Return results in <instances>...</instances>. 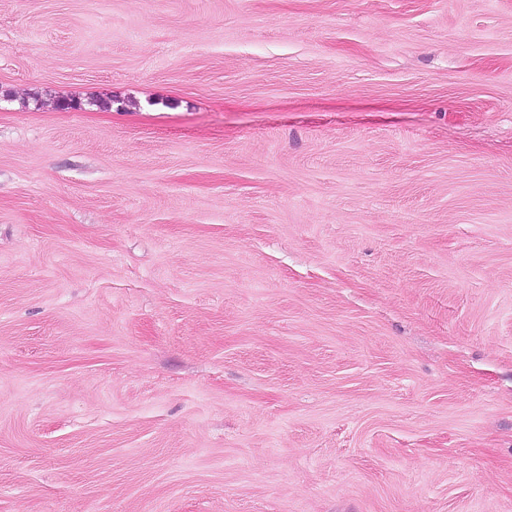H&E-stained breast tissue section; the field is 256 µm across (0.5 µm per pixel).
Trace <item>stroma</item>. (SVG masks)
<instances>
[{"label":"stroma","mask_w":512,"mask_h":512,"mask_svg":"<svg viewBox=\"0 0 512 512\" xmlns=\"http://www.w3.org/2000/svg\"><path fill=\"white\" fill-rule=\"evenodd\" d=\"M0 512H512V0H0Z\"/></svg>","instance_id":"1"}]
</instances>
